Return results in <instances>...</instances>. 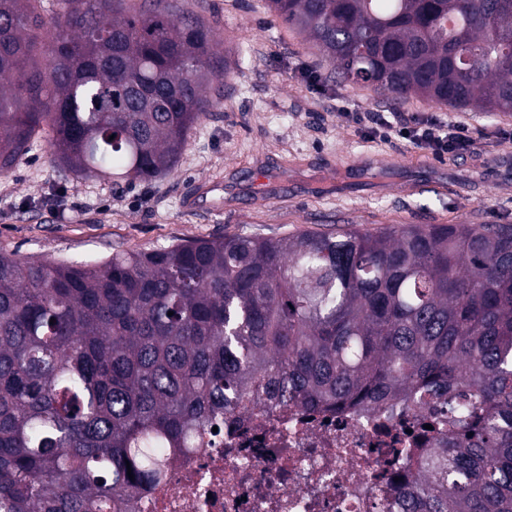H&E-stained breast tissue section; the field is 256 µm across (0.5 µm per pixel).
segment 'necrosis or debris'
<instances>
[{
	"label": "necrosis or debris",
	"instance_id": "necrosis-or-debris-1",
	"mask_svg": "<svg viewBox=\"0 0 512 512\" xmlns=\"http://www.w3.org/2000/svg\"><path fill=\"white\" fill-rule=\"evenodd\" d=\"M426 437L414 411L251 406L214 448L177 454L128 512H400Z\"/></svg>",
	"mask_w": 512,
	"mask_h": 512
}]
</instances>
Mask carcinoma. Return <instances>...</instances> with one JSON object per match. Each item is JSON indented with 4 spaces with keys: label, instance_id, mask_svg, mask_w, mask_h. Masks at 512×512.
<instances>
[{
    "label": "carcinoma",
    "instance_id": "cac0c4a2",
    "mask_svg": "<svg viewBox=\"0 0 512 512\" xmlns=\"http://www.w3.org/2000/svg\"><path fill=\"white\" fill-rule=\"evenodd\" d=\"M57 6L0 0V173L42 136L79 176L170 173L227 76L210 27L181 0ZM267 6L341 83L512 112V0ZM262 396L435 402L405 512H512V224L226 235L103 263L0 253V512H120L163 449L208 446Z\"/></svg>",
    "mask_w": 512,
    "mask_h": 512
}]
</instances>
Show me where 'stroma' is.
<instances>
[{
  "mask_svg": "<svg viewBox=\"0 0 512 512\" xmlns=\"http://www.w3.org/2000/svg\"><path fill=\"white\" fill-rule=\"evenodd\" d=\"M213 30L228 68L209 117L189 134L175 169L132 185L63 176L45 139L0 174V253L104 262L224 235L281 236L352 226L512 224V114L392 105L361 85L328 79L329 64L267 8L266 0H183ZM316 84L298 75L301 65ZM433 110L477 134L473 155L436 159L368 136L354 112ZM220 201L184 202L199 184Z\"/></svg>",
  "mask_w": 512,
  "mask_h": 512,
  "instance_id": "1",
  "label": "stroma"
}]
</instances>
